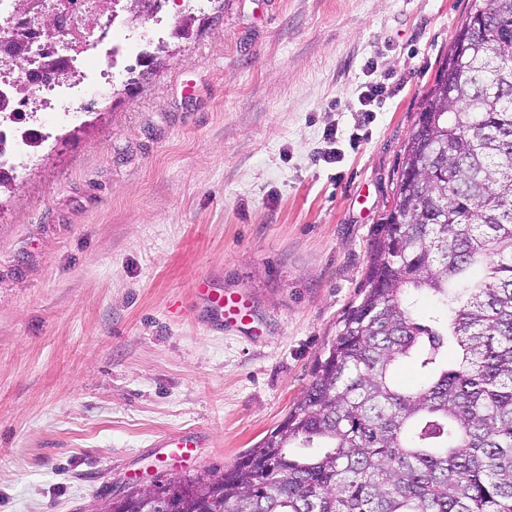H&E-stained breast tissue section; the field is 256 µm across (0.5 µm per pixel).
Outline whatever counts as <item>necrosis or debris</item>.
Masks as SVG:
<instances>
[{
  "mask_svg": "<svg viewBox=\"0 0 512 512\" xmlns=\"http://www.w3.org/2000/svg\"><path fill=\"white\" fill-rule=\"evenodd\" d=\"M112 2L78 0V11L64 14V36L50 44L38 36L36 19L16 21L15 0H0V38L8 39L14 59L11 70L0 74V175L18 177L51 125L89 111L101 87L112 84L126 59L147 53L148 43L123 13L113 11ZM67 56L78 62L75 77L36 84L37 107L12 96L11 85L18 76L49 58Z\"/></svg>",
  "mask_w": 512,
  "mask_h": 512,
  "instance_id": "necrosis-or-debris-1",
  "label": "necrosis or debris"
}]
</instances>
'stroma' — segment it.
<instances>
[{
    "label": "stroma",
    "mask_w": 512,
    "mask_h": 512,
    "mask_svg": "<svg viewBox=\"0 0 512 512\" xmlns=\"http://www.w3.org/2000/svg\"><path fill=\"white\" fill-rule=\"evenodd\" d=\"M470 3L205 0L150 79L130 56L51 128L0 188V512L222 470L286 418ZM210 277L247 301L244 328L208 327L192 288ZM180 432L205 440L197 461L155 448Z\"/></svg>",
    "instance_id": "1"
}]
</instances>
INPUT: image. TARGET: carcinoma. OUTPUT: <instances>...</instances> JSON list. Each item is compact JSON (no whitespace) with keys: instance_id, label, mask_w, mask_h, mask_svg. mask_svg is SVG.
<instances>
[{"instance_id":"1","label":"carcinoma","mask_w":512,"mask_h":512,"mask_svg":"<svg viewBox=\"0 0 512 512\" xmlns=\"http://www.w3.org/2000/svg\"><path fill=\"white\" fill-rule=\"evenodd\" d=\"M358 298L283 422L230 469L159 481L154 512H512V0H472Z\"/></svg>"}]
</instances>
